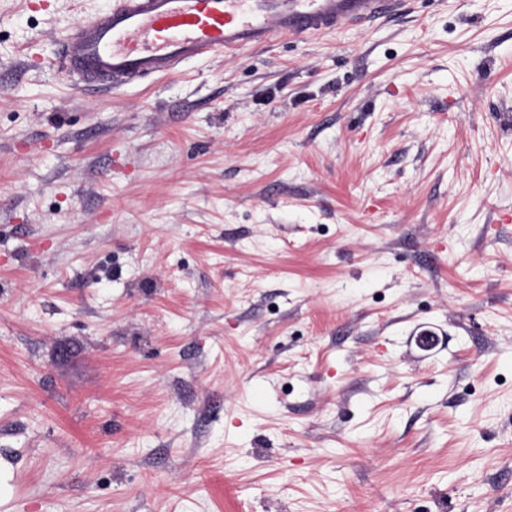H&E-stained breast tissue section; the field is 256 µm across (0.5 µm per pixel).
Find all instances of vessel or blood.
<instances>
[{
	"label": "vessel or blood",
	"instance_id": "b4317fda",
	"mask_svg": "<svg viewBox=\"0 0 512 512\" xmlns=\"http://www.w3.org/2000/svg\"><path fill=\"white\" fill-rule=\"evenodd\" d=\"M404 0H114L63 39L58 65L110 90L216 52L303 39L398 12Z\"/></svg>",
	"mask_w": 512,
	"mask_h": 512
}]
</instances>
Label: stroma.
<instances>
[{"label":"stroma","mask_w":512,"mask_h":512,"mask_svg":"<svg viewBox=\"0 0 512 512\" xmlns=\"http://www.w3.org/2000/svg\"><path fill=\"white\" fill-rule=\"evenodd\" d=\"M109 4L0 0V512H512V0L84 92Z\"/></svg>","instance_id":"35a3bbf8"}]
</instances>
